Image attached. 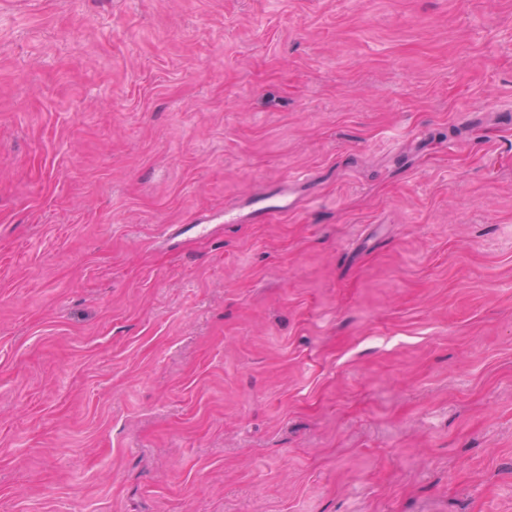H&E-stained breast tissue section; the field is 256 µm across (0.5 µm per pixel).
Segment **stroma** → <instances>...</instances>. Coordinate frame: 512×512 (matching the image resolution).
I'll return each instance as SVG.
<instances>
[{
  "label": "stroma",
  "mask_w": 512,
  "mask_h": 512,
  "mask_svg": "<svg viewBox=\"0 0 512 512\" xmlns=\"http://www.w3.org/2000/svg\"><path fill=\"white\" fill-rule=\"evenodd\" d=\"M0 512H512V0H0ZM293 206V201H284L278 196H271L258 200L251 212V220L261 222L268 220L272 213L287 211Z\"/></svg>",
  "instance_id": "stroma-1"
}]
</instances>
